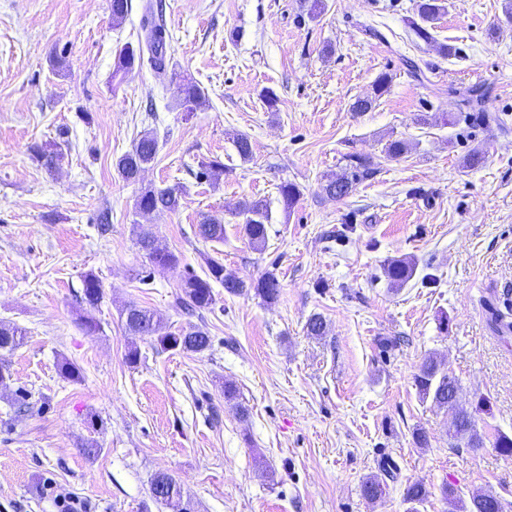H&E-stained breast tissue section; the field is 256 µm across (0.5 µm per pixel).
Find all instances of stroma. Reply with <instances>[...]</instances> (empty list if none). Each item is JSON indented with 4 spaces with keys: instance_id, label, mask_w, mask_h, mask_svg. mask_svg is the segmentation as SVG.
Listing matches in <instances>:
<instances>
[{
    "instance_id": "35a3bbf8",
    "label": "stroma",
    "mask_w": 512,
    "mask_h": 512,
    "mask_svg": "<svg viewBox=\"0 0 512 512\" xmlns=\"http://www.w3.org/2000/svg\"><path fill=\"white\" fill-rule=\"evenodd\" d=\"M110 2L0 0V321L27 331L0 386V512H61L67 497L83 512H166L150 497L158 472L181 484L194 512H407L404 490L416 481L428 491L419 512H448V487L466 502L493 492L512 512V458L493 446L497 431L512 434V337L492 329L486 307L512 311L505 0H445L431 44L409 25L416 0H326L314 20L303 0H131L118 26ZM149 3L172 33L176 73L206 93L195 111L149 68L112 80ZM384 72L388 92L353 112ZM473 86L487 88L501 124L460 119L459 94ZM146 130L156 158L139 182L125 181L115 162ZM240 134L252 143L247 162ZM392 139L409 145L397 160L382 152ZM54 143L64 159L50 171L32 149ZM474 149L485 161L465 167ZM347 152L378 170L337 200L324 176L341 173ZM214 157L223 175L197 180L199 161ZM285 181L302 189L289 213ZM145 186L181 188L182 207L136 213ZM245 197L271 202L261 251L235 212ZM105 208L103 232L94 217ZM210 216L223 218V242L197 235ZM140 229L200 275L208 256L247 280L273 273L280 295L267 303L215 286L204 315L211 350H157L153 337L126 332L121 308L155 310L175 328L187 320L171 307L178 271L148 261ZM403 257L416 273L391 287L385 268ZM88 272L104 291L95 335L79 324ZM314 314L326 335H308ZM429 355L458 378L479 450L453 444L451 413L419 399L414 377ZM63 358L79 378L60 375ZM228 384L236 402L224 398ZM22 397L30 410L9 417ZM90 440L98 456L84 454ZM386 465L384 494L366 498L364 481Z\"/></svg>"
}]
</instances>
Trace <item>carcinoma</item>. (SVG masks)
I'll return each instance as SVG.
<instances>
[{"label":"carcinoma","mask_w":512,"mask_h":512,"mask_svg":"<svg viewBox=\"0 0 512 512\" xmlns=\"http://www.w3.org/2000/svg\"><path fill=\"white\" fill-rule=\"evenodd\" d=\"M444 11L442 0H416L417 18L410 20L416 36L429 44L434 41V23ZM141 28L145 32V43L136 46L123 45L117 55L112 71V80H121L136 68L147 64L157 77L167 76L170 59L167 58L170 47V33L161 15L155 13L153 5L145 6ZM391 77L382 73L372 84V91L364 97L356 98L352 105L355 112L372 110L377 101L388 92ZM177 94L182 105L187 109L199 108L206 102L204 90L191 78L185 77L177 87ZM486 90L473 88L464 96L463 102L470 110L483 108ZM408 150L407 143L401 139L388 141L383 149L384 156L389 160L401 158ZM34 158L46 169L52 170L61 160V153L42 146L33 148ZM158 153L157 138L152 131L144 132L128 153L121 156L115 163L120 176L127 182L139 180L141 172L152 163ZM346 168L339 175L326 177L325 193L336 199L349 195L355 182L371 178L377 171L376 163L370 157L356 153L346 155ZM224 170V163L218 159L201 160L195 177L204 180ZM279 194L284 208L291 209L302 196L300 186L286 181L279 187ZM183 191L176 188L158 189L151 186L143 188L137 199L136 209L144 213H174L182 205ZM238 214L245 217L243 230L254 248H264L267 238V220L269 204L264 198H245L236 206ZM197 234L210 242L224 241V222L218 218H208L197 226ZM137 244L145 252L147 258L161 266L180 269L181 260L178 255L148 232L137 234ZM207 272L200 277L188 268L181 269L179 291L174 296L173 308L186 316L203 317L216 304L213 284L219 283L231 295H240L249 291L266 301L278 298L280 285L274 275L267 273L249 282L224 268V263L217 258H205ZM416 263L410 258L394 259L388 263L385 273L390 283L401 287L414 276ZM103 299L101 281L93 273L83 277V295L81 301L92 309L98 308ZM125 330L133 336H151L155 338L161 351L191 352L202 354L212 348V339L207 331L197 325H189L175 331L170 330L163 316L153 310L141 307L133 302L126 304L120 312ZM26 336V330L15 324L0 323V383L10 377L5 354L20 346ZM415 386L422 400H429L435 405L445 408L454 416L452 438L466 441L467 447L477 450L483 447L481 434L477 429L475 415L460 408L458 379L441 370L438 361L426 357L419 366L415 376ZM151 498L170 509V512H186L180 484L170 475L159 473L151 481ZM427 490L420 483H412L404 490V500L411 504V510L423 503ZM468 512H502L499 497L492 493L477 495L472 499Z\"/></svg>","instance_id":"1"}]
</instances>
